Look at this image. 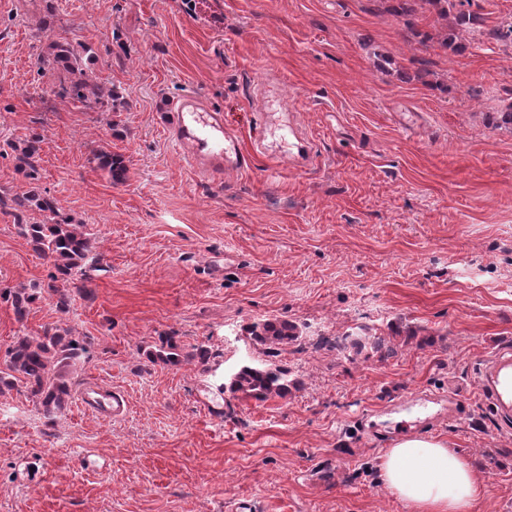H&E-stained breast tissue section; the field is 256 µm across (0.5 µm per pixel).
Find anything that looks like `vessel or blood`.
<instances>
[{
	"label": "vessel or blood",
	"instance_id": "vessel-or-blood-1",
	"mask_svg": "<svg viewBox=\"0 0 512 512\" xmlns=\"http://www.w3.org/2000/svg\"><path fill=\"white\" fill-rule=\"evenodd\" d=\"M272 100L262 102L257 121L263 134L259 147L267 152L288 156L306 163L311 154L309 145L298 141L288 112H273ZM171 140L192 168L205 177L219 179L227 172L244 171L250 155L242 146L238 133L224 123L222 113L211 108L195 95H182L175 102ZM481 395L501 420L512 418V350L504 348L479 367ZM80 404L106 419L125 415L127 402L121 392L106 393L87 387L80 394Z\"/></svg>",
	"mask_w": 512,
	"mask_h": 512
}]
</instances>
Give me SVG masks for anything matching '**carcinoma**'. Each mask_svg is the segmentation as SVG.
<instances>
[{
    "mask_svg": "<svg viewBox=\"0 0 512 512\" xmlns=\"http://www.w3.org/2000/svg\"><path fill=\"white\" fill-rule=\"evenodd\" d=\"M434 2L441 4V17L451 15L458 22H466V13L457 8L456 0ZM50 49L52 53L44 64L68 77L72 99L81 103L102 100V88L83 79L86 48L60 37L50 44ZM41 143V138L33 135L10 145L15 160L33 181L39 180ZM93 162L96 168L106 171L111 180L126 179V169L119 156L100 149L93 154ZM0 206L13 211L19 233L55 269L44 287L0 289V303L9 305L18 323L26 322L31 306L45 293L60 294L58 308L62 312L69 311L72 296L92 294V277L87 273L85 261L94 249V240L83 230V225L60 221L54 203L35 190L12 198L0 195ZM30 210L41 212L42 220L28 223L26 217ZM249 335L251 341L263 347L287 346L300 338L294 323L279 318L253 326ZM85 354L83 338L73 335L70 327L52 324L38 333L23 332L13 337L0 361V394L22 389L42 408L45 416L54 418L66 409L72 391L69 375L83 362ZM148 359L169 366L182 365L185 356L180 338L162 337L158 347L148 353ZM289 386L287 371L272 363L262 367L245 365L233 374L230 382L233 394L256 401L282 397Z\"/></svg>",
    "mask_w": 512,
    "mask_h": 512,
    "instance_id": "carcinoma-1",
    "label": "carcinoma"
}]
</instances>
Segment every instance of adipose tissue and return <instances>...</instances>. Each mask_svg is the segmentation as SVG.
<instances>
[{
    "mask_svg": "<svg viewBox=\"0 0 512 512\" xmlns=\"http://www.w3.org/2000/svg\"><path fill=\"white\" fill-rule=\"evenodd\" d=\"M381 479L407 512H472L482 493L471 464L431 436H408L380 458Z\"/></svg>",
    "mask_w": 512,
    "mask_h": 512,
    "instance_id": "ef3b65f1",
    "label": "adipose tissue"
}]
</instances>
